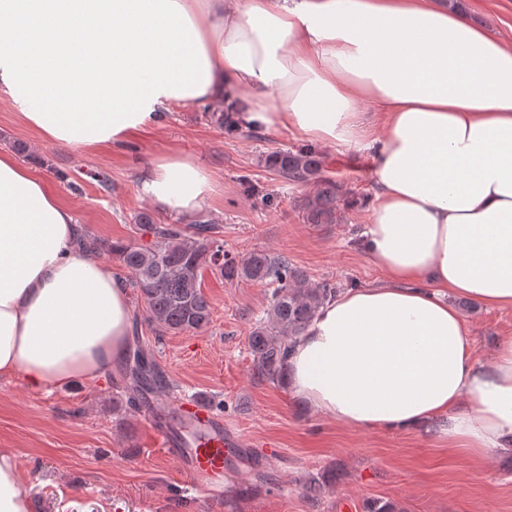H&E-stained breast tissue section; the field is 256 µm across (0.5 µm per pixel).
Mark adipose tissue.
<instances>
[{
  "instance_id": "adipose-tissue-1",
  "label": "adipose tissue",
  "mask_w": 512,
  "mask_h": 512,
  "mask_svg": "<svg viewBox=\"0 0 512 512\" xmlns=\"http://www.w3.org/2000/svg\"><path fill=\"white\" fill-rule=\"evenodd\" d=\"M228 91L250 104L245 125L371 154L361 236L381 279L296 339L292 395L346 427L435 421L449 447L512 450V340L483 362L452 302L512 308V44L434 0H0V99L48 143L116 144ZM137 190L189 218L213 180L167 155ZM77 234L35 169L1 151L0 377L49 391L124 355L128 289L74 251ZM0 512H31L5 454Z\"/></svg>"
}]
</instances>
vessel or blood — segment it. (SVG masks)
I'll return each instance as SVG.
<instances>
[{
    "label": "vessel or blood",
    "mask_w": 512,
    "mask_h": 512,
    "mask_svg": "<svg viewBox=\"0 0 512 512\" xmlns=\"http://www.w3.org/2000/svg\"><path fill=\"white\" fill-rule=\"evenodd\" d=\"M173 408L183 428L178 433L168 429L157 431L158 444L167 448L182 469L193 475L201 499L221 501L224 465L227 457L241 448V438L226 427L223 416L201 398L179 399Z\"/></svg>",
    "instance_id": "1"
}]
</instances>
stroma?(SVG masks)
Masks as SVG:
<instances>
[{"mask_svg":"<svg viewBox=\"0 0 512 512\" xmlns=\"http://www.w3.org/2000/svg\"><path fill=\"white\" fill-rule=\"evenodd\" d=\"M494 37L512 42V0H463ZM223 102L170 106L156 125L112 147L70 148L44 142L0 100V149L20 141L35 168L77 224L108 242H138L137 217L151 209L137 194L138 176L177 153L204 165L213 192L201 213L226 251L288 256L312 281L368 286L379 271L361 244L364 202L371 195L366 153L320 152L342 187L337 224H309L300 202L312 185L293 183L266 162L303 145L285 130L239 127L214 114ZM212 321L188 333L158 334L132 299L129 349H142L169 380L173 397L204 398L245 444L224 469L217 512H365L367 502L395 512H512V453L475 458L449 448L436 426L379 432L332 422L295 400L287 387L253 376L249 338L271 299L270 286L225 280L205 271ZM474 347L490 361L512 339V308L468 302L462 311ZM122 365L98 380L52 391L30 389L22 375L0 378V453L17 465L31 512H199L192 481L155 443L126 403ZM334 471L336 482L309 491V478Z\"/></svg>","mask_w":512,"mask_h":512,"instance_id":"stroma-1","label":"stroma"}]
</instances>
